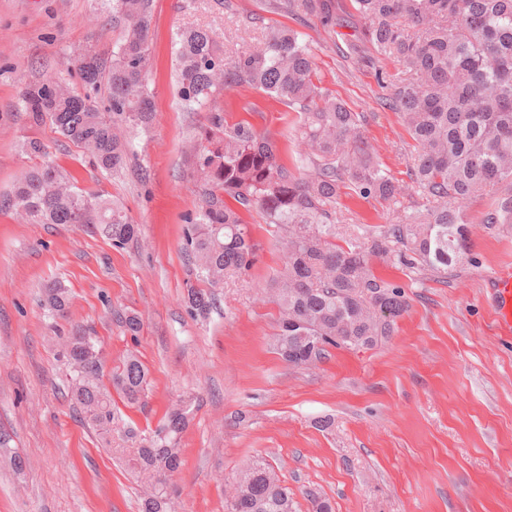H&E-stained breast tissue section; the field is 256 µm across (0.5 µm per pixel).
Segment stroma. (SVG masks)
<instances>
[{
    "mask_svg": "<svg viewBox=\"0 0 512 512\" xmlns=\"http://www.w3.org/2000/svg\"><path fill=\"white\" fill-rule=\"evenodd\" d=\"M265 24L298 28L322 85L364 115L381 167L403 186L390 205L342 190L344 237L365 242L427 208L408 177L413 142L377 81L402 67L368 45L351 52L360 28L328 30L313 18L299 25L269 12L266 0H154V112L132 141L131 163L112 175L50 125L33 123L21 95L42 78H69L70 60L84 49L111 52L119 28L101 0H0V194L33 165L21 145L38 138L81 188L118 203L139 226L119 248L95 224H26L0 211V426L26 461L17 474L0 457V512H141L143 489L114 455L123 434L81 422L68 393L54 336L74 324L94 332L107 368L130 350L147 368L142 404L115 402L138 434L152 436L173 405L193 398L171 479L178 512H224L231 482L258 455L293 491L296 512H312L310 488L333 512H512V336L496 333L485 288L512 263V225L483 224L489 198L466 203L468 258L447 274L402 267L394 245L371 257L409 301L394 335L375 348L335 349L308 369L281 360L278 309L259 288L277 276L283 255L276 229L254 211L245 220L260 244L255 264L216 288L208 315L189 313L184 218L196 205L190 145L205 115L178 105L173 40L181 27L210 26L233 55ZM218 101L228 123L248 122L298 150L299 114L288 105L248 87L224 89ZM55 281L71 291L63 319L41 305ZM129 311L143 319L135 338L118 320ZM325 418L333 421L327 430Z\"/></svg>",
    "mask_w": 512,
    "mask_h": 512,
    "instance_id": "obj_1",
    "label": "stroma"
}]
</instances>
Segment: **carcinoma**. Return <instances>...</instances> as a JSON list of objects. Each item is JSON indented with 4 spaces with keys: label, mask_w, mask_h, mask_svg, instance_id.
Segmentation results:
<instances>
[{
    "label": "carcinoma",
    "mask_w": 512,
    "mask_h": 512,
    "mask_svg": "<svg viewBox=\"0 0 512 512\" xmlns=\"http://www.w3.org/2000/svg\"><path fill=\"white\" fill-rule=\"evenodd\" d=\"M364 40L404 68L387 84L388 107L414 141L413 183L433 205L393 224L367 243H336V199L347 186L362 198L389 203L402 186L374 157L359 114L316 79L315 62L301 33L285 26L263 29L259 41L234 56L224 37L208 27L176 33L177 93L186 112L207 109L192 145L199 192L184 237L191 273L215 288L224 278L245 275L259 250L243 218L258 210L277 228L284 263L265 292L280 318L273 348L297 367L316 366L331 349L371 348L393 335L408 308L401 287L378 277L369 257L402 247L408 269L447 272L467 252L464 205L475 196L494 198L482 223L512 224V0H350ZM154 0H112V25L122 38L110 55L84 50L70 62L84 88L46 78L22 94L37 124L81 149L93 167L116 172L130 158L131 137L152 114L149 31ZM269 11L290 18H316L328 29L344 24L335 0H267ZM90 67L83 66L88 55ZM233 86L288 101L298 109L296 136L308 151L286 162L277 139L251 125L228 124L217 99ZM106 89L105 102L97 95ZM22 150L40 162L21 173L0 211L31 224H98L112 245L137 234L118 205L89 194L48 160L45 144L32 138ZM71 293L56 283L43 306L67 315ZM215 294L188 289V309L204 314ZM381 308L378 318L368 311ZM69 368L68 388L87 424L109 435L123 429L137 443L127 465L146 487L143 512H171L170 476L181 466L178 441L189 422L192 399L179 401L150 438L119 419L102 384L97 340L81 325L57 336ZM148 372L128 352L112 374V387L127 403L143 401ZM226 512H296L293 492L264 458L254 459L234 480Z\"/></svg>",
    "instance_id": "obj_1"
}]
</instances>
